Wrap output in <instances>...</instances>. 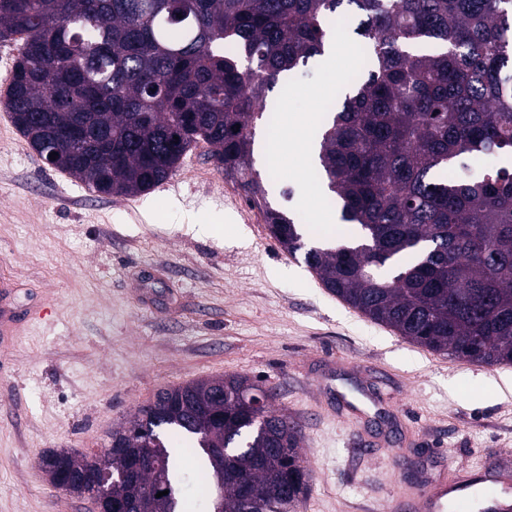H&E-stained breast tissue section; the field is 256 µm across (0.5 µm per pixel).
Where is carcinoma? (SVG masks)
Segmentation results:
<instances>
[{"instance_id": "obj_1", "label": "carcinoma", "mask_w": 512, "mask_h": 512, "mask_svg": "<svg viewBox=\"0 0 512 512\" xmlns=\"http://www.w3.org/2000/svg\"><path fill=\"white\" fill-rule=\"evenodd\" d=\"M355 34L358 78L319 129L316 179L355 228L301 247V224L265 207L278 244L340 299L432 351L512 364V166L463 176L478 154L512 158V0H0V41L23 37L5 102L33 150L103 195L140 194L191 144L259 199L257 122L284 72ZM170 386L92 455L49 450L59 473L104 474L112 499L189 512L170 436L197 440L213 512H298L311 473L275 393L238 375ZM264 394L249 409L235 395ZM146 429L156 467L128 475ZM168 494L156 497L162 491Z\"/></svg>"}]
</instances>
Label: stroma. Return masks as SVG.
Returning a JSON list of instances; mask_svg holds the SVG:
<instances>
[{
    "mask_svg": "<svg viewBox=\"0 0 512 512\" xmlns=\"http://www.w3.org/2000/svg\"><path fill=\"white\" fill-rule=\"evenodd\" d=\"M20 49L0 42V275L43 314L0 356V512H89L50 484L43 452L95 453L160 387L230 374L274 388L297 422L301 512H387L402 481L512 450V364L431 351L329 293L206 141L166 191L101 195L44 164L3 105ZM359 68L350 45L310 59L269 93L277 124L255 127L264 206L297 213L311 244L349 232L276 130L324 112Z\"/></svg>",
    "mask_w": 512,
    "mask_h": 512,
    "instance_id": "obj_1",
    "label": "stroma"
}]
</instances>
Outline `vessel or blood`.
Wrapping results in <instances>:
<instances>
[{"instance_id": "1", "label": "vessel or blood", "mask_w": 512, "mask_h": 512, "mask_svg": "<svg viewBox=\"0 0 512 512\" xmlns=\"http://www.w3.org/2000/svg\"><path fill=\"white\" fill-rule=\"evenodd\" d=\"M483 479L482 494L496 512H512V454L498 452L485 456L477 466ZM469 475L452 473L442 479L418 483L395 493L389 512H447L456 505L459 512H470L466 493Z\"/></svg>"}]
</instances>
